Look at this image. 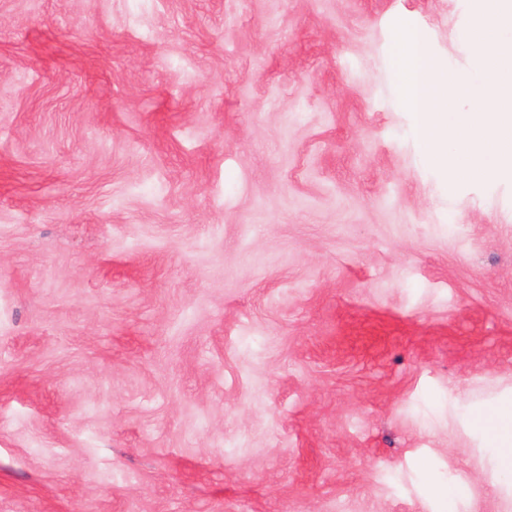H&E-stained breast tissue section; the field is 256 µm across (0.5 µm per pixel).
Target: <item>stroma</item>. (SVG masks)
Segmentation results:
<instances>
[{"mask_svg": "<svg viewBox=\"0 0 512 512\" xmlns=\"http://www.w3.org/2000/svg\"><path fill=\"white\" fill-rule=\"evenodd\" d=\"M478 11L0 0V512H512V180L394 67ZM490 440L502 449V464L512 467V402L502 403L491 408L489 414L477 419Z\"/></svg>", "mask_w": 512, "mask_h": 512, "instance_id": "1", "label": "stroma"}]
</instances>
